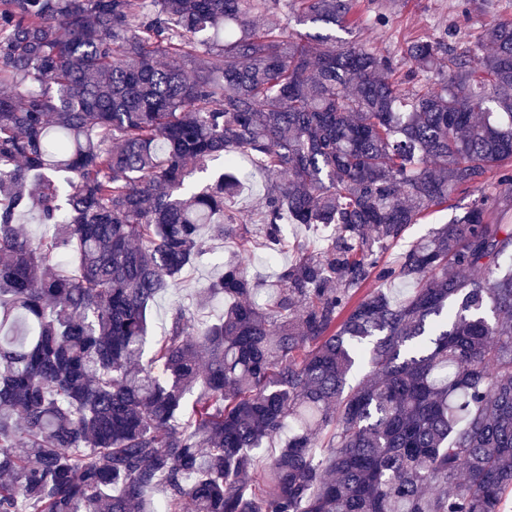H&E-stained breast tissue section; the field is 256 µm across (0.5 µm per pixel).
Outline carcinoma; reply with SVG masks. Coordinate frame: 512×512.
Returning a JSON list of instances; mask_svg holds the SVG:
<instances>
[{"mask_svg": "<svg viewBox=\"0 0 512 512\" xmlns=\"http://www.w3.org/2000/svg\"><path fill=\"white\" fill-rule=\"evenodd\" d=\"M289 4L353 22L355 0ZM275 5L0 0V512H512V17L406 43L398 78L252 23ZM243 157L275 176L246 215ZM288 223L328 243L251 278ZM205 228L237 247L202 301L231 302L173 308L147 359ZM452 215V209L436 208L429 215L420 221V224H413L408 228L403 240L391 248L387 253V260L394 261L398 254L403 252L417 239L429 234L441 224H446ZM289 256L282 255L281 257L271 259V257L265 253V249L259 246H254L252 252L249 255V271L252 275H260L268 281L274 280V273L277 264L281 261H285Z\"/></svg>", "mask_w": 512, "mask_h": 512, "instance_id": "carcinoma-1", "label": "carcinoma"}]
</instances>
